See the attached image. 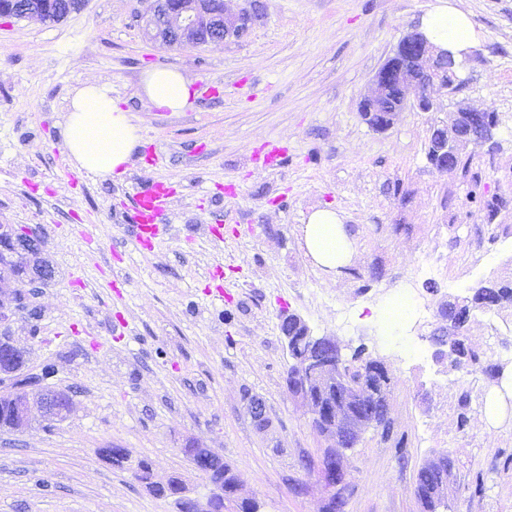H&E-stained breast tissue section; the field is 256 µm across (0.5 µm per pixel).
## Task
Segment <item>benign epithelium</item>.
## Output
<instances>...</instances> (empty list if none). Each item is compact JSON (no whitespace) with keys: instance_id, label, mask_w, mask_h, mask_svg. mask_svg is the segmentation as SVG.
<instances>
[{"instance_id":"1","label":"benign epithelium","mask_w":512,"mask_h":512,"mask_svg":"<svg viewBox=\"0 0 512 512\" xmlns=\"http://www.w3.org/2000/svg\"><path fill=\"white\" fill-rule=\"evenodd\" d=\"M44 0H27L21 7L22 15L44 22L57 21L59 17L49 15L44 9ZM146 27L151 37L169 47L184 45L224 44L242 37L255 18V13L246 8L232 10L233 0H147ZM405 56L411 63L406 68L398 62ZM454 55L447 50H437L426 36L415 30L404 36L394 49L393 57L379 69L370 94L362 103V112L368 123L386 128L393 116L408 105H415L422 112H432L435 100L430 90L436 86L450 92L456 88L448 70L453 66ZM496 124L488 118V113L471 109L458 111L451 124L434 127L430 141L431 162L438 168L453 169L458 166V147L462 143H487L493 140ZM41 239L31 228L16 230L12 224L0 225V253L19 254L38 251ZM18 277L29 287L40 288L52 278V271L45 266L30 265L20 270ZM465 300L448 302L444 317L448 328L442 332L444 338L438 345L447 344V337L454 335V318L464 306ZM281 332L285 340L298 334L308 344L306 358L300 365L299 374L288 383L290 395L300 398L309 406L313 417L326 419L325 434L331 440L329 450L319 464L320 479L328 487L336 488L340 475L344 474L336 447L348 448L359 441L363 430L375 424L357 410H349L346 405L359 403L372 396L387 400L391 384L389 370L380 361L374 362L369 370L370 379L353 383L345 379L341 364V346L334 337H314L309 327L296 316H284ZM14 347L10 317L6 309L0 307V345ZM0 382L9 383L18 396L15 418L19 428L28 425L31 411L38 408L45 418H60L71 412V397L67 393L49 391L42 386V380L26 378L16 381L13 373L0 369ZM248 410L253 423L260 429L269 427V417L264 401L258 396L250 398ZM174 487L170 499L177 512H224V502L237 499L253 512H260L259 503L253 498L239 497L236 484H226L222 480L211 483L208 494L203 497L190 496V490L179 481L170 484ZM155 480L147 482L146 488L170 486ZM448 474L442 471L436 484L424 498L425 512H439L448 508Z\"/></svg>"}]
</instances>
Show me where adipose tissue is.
Instances as JSON below:
<instances>
[{
    "mask_svg": "<svg viewBox=\"0 0 512 512\" xmlns=\"http://www.w3.org/2000/svg\"><path fill=\"white\" fill-rule=\"evenodd\" d=\"M421 30L437 47L454 56L468 52L477 39L468 16L443 0L427 12ZM192 82L171 68L148 70L142 80L147 99L157 108L183 111L191 97ZM140 136L129 112L112 99L109 89L87 82L74 89L61 130V142L72 165L94 178H108L129 163ZM306 253L316 266L333 271L352 256V242L341 216L330 209L311 212L302 228Z\"/></svg>",
    "mask_w": 512,
    "mask_h": 512,
    "instance_id": "1",
    "label": "adipose tissue"
}]
</instances>
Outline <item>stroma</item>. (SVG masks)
<instances>
[{"label":"stroma","mask_w":512,"mask_h":512,"mask_svg":"<svg viewBox=\"0 0 512 512\" xmlns=\"http://www.w3.org/2000/svg\"><path fill=\"white\" fill-rule=\"evenodd\" d=\"M457 2L478 34L460 86L438 94L436 111L406 108L383 130L360 105L437 0H256L260 18L242 38L182 48L148 37L146 0H87L59 22L0 16V224L38 227L53 270L11 305L10 325L30 371L54 363L49 386L73 394L63 422L36 412L25 431L0 430V512H174L101 451L125 449L155 481L177 476L202 496L209 482L182 452L190 441L222 454L261 512H321L331 490L315 464L328 437L288 392L286 313L390 371L392 431L405 445L370 430L338 449L350 484L342 512H423L417 472L443 453L448 512H512V402L486 421L506 380L449 370L433 340L448 300L512 280V0ZM157 66L192 78L185 111L143 95ZM88 80L111 89L140 144L125 174L74 182L59 126ZM460 108L493 113L496 135L441 171L427 158L430 130ZM269 143L285 153L258 169L252 157ZM149 146L153 173L139 164ZM153 174L178 190L172 230L138 253L125 228L129 186ZM320 208L335 209L354 242L333 273L301 244ZM81 226L100 250L86 251ZM427 254L440 266L430 279L416 275ZM409 292L429 317L390 323L386 308ZM495 318L496 334L473 315L466 342L512 372V310ZM248 393L264 400L269 429L253 423Z\"/></svg>","instance_id":"obj_1"}]
</instances>
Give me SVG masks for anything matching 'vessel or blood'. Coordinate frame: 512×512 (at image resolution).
I'll list each match as a JSON object with an SVG mask.
<instances>
[{"label": "vessel or blood", "mask_w": 512, "mask_h": 512, "mask_svg": "<svg viewBox=\"0 0 512 512\" xmlns=\"http://www.w3.org/2000/svg\"><path fill=\"white\" fill-rule=\"evenodd\" d=\"M131 189L133 195L129 219L133 247L139 252L149 251L170 231L164 218L176 196V188L167 179L159 177L134 182Z\"/></svg>", "instance_id": "b4317fda"}]
</instances>
